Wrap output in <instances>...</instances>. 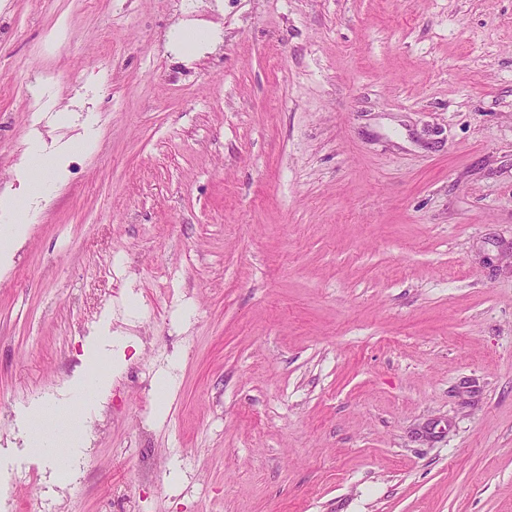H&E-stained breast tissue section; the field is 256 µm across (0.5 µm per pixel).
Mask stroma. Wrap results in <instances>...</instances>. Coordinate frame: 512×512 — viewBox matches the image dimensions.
Returning <instances> with one entry per match:
<instances>
[{"label": "stroma", "instance_id": "obj_1", "mask_svg": "<svg viewBox=\"0 0 512 512\" xmlns=\"http://www.w3.org/2000/svg\"><path fill=\"white\" fill-rule=\"evenodd\" d=\"M89 113L0 255V512H512V0H0V193ZM110 376L111 373L92 375L81 386L76 387L70 397L35 407L30 411V416L36 421L45 422L54 420L55 417L62 414H83L88 405L94 403L105 393ZM37 447L41 450L39 455L48 461L54 469L59 471L66 470L75 459L78 448L75 444L63 443L53 440L49 437L45 430L38 431L34 437Z\"/></svg>", "mask_w": 512, "mask_h": 512}]
</instances>
